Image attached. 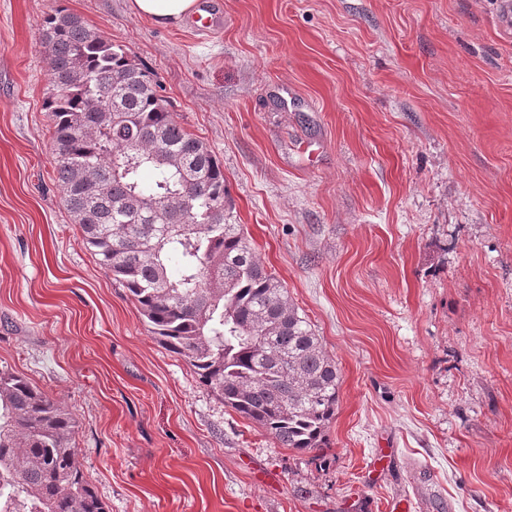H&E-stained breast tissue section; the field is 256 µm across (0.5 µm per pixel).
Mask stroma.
<instances>
[{"label":"stroma","instance_id":"stroma-1","mask_svg":"<svg viewBox=\"0 0 512 512\" xmlns=\"http://www.w3.org/2000/svg\"><path fill=\"white\" fill-rule=\"evenodd\" d=\"M0 0V369L79 422L107 512H512V38L497 0ZM153 70L338 368L322 447H279L150 332L63 204L39 24ZM196 4L197 0H129L133 13L163 26L180 21ZM188 26L198 31L222 28L224 26V13L220 12L215 6L206 5L201 13L191 18Z\"/></svg>","mask_w":512,"mask_h":512}]
</instances>
